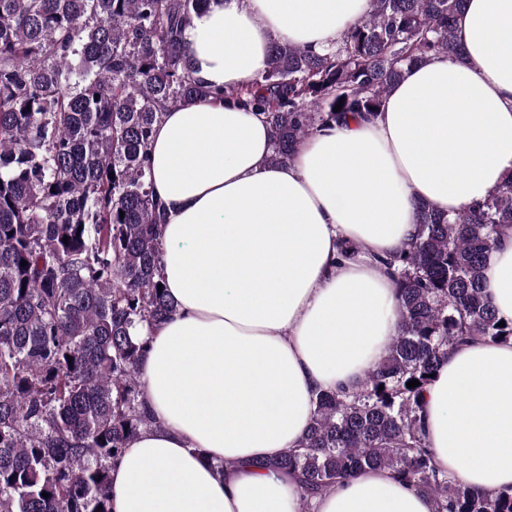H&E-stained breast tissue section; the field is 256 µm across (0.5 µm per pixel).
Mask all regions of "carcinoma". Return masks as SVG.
<instances>
[{
    "mask_svg": "<svg viewBox=\"0 0 512 512\" xmlns=\"http://www.w3.org/2000/svg\"><path fill=\"white\" fill-rule=\"evenodd\" d=\"M211 2L0 0V512H110V466L154 425L137 329L176 314L158 291L149 174L163 112L210 98L262 112L269 162L286 163L323 128L374 117L405 68L460 56L466 0H371L334 51L278 43L260 80L236 89L191 74L184 32ZM416 224L405 248L377 258L399 318L385 355L356 390L319 391L298 446L257 463L289 476L306 509L385 468L434 512H512V490L475 496L436 466L420 412L450 350L512 340L483 292L512 229V173L452 215L419 205Z\"/></svg>",
    "mask_w": 512,
    "mask_h": 512,
    "instance_id": "1",
    "label": "carcinoma"
}]
</instances>
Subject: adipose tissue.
Instances as JSON below:
<instances>
[{"label":"adipose tissue","instance_id":"ef3b65f1","mask_svg":"<svg viewBox=\"0 0 512 512\" xmlns=\"http://www.w3.org/2000/svg\"><path fill=\"white\" fill-rule=\"evenodd\" d=\"M371 0H213L184 32L193 76L237 88L274 44L321 52ZM467 58L407 68L377 117L307 138L274 165L263 113L219 102L166 112L151 139L166 206L162 272L176 315L142 329L154 428L110 469L112 512H301L289 479L255 461L296 447L322 389L355 390L398 329L393 285L369 260L417 234V202L451 214L512 172V0H467ZM365 258L339 261L343 243ZM485 291L512 319V236ZM438 466L472 493L512 486V341L448 354L423 395ZM314 512H433L387 469H367Z\"/></svg>","mask_w":512,"mask_h":512}]
</instances>
